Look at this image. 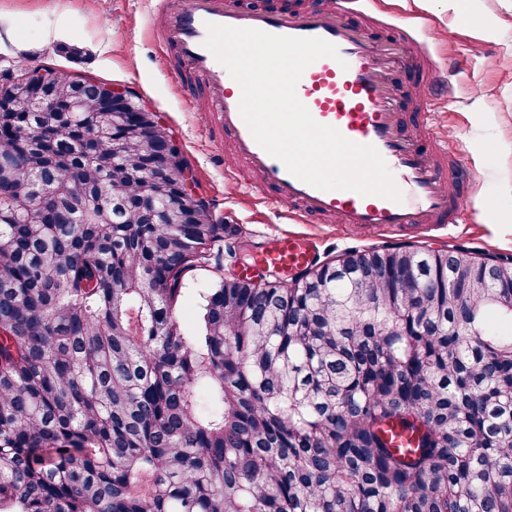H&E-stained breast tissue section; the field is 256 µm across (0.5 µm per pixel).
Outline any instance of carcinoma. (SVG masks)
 Instances as JSON below:
<instances>
[{"instance_id":"obj_1","label":"carcinoma","mask_w":512,"mask_h":512,"mask_svg":"<svg viewBox=\"0 0 512 512\" xmlns=\"http://www.w3.org/2000/svg\"><path fill=\"white\" fill-rule=\"evenodd\" d=\"M66 73L0 105V512H512V276L412 245L224 281L151 141ZM45 141L51 158L36 154ZM213 276L209 271L198 269L186 275L184 280L185 322L193 329L196 327L201 295L211 288Z\"/></svg>"}]
</instances>
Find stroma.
<instances>
[{
    "instance_id": "stroma-1",
    "label": "stroma",
    "mask_w": 512,
    "mask_h": 512,
    "mask_svg": "<svg viewBox=\"0 0 512 512\" xmlns=\"http://www.w3.org/2000/svg\"><path fill=\"white\" fill-rule=\"evenodd\" d=\"M151 6V0H0V74L46 65L129 90L169 132L214 223L246 245L245 268L288 234L308 239L321 264L353 248L388 246L382 236L324 220L293 223L263 202L256 172H242L235 185L225 180L231 144L203 128L202 84L184 77L157 46ZM418 11L428 19V42L446 57L452 85L437 121L451 153L477 181L457 187L465 201L458 224L415 227L405 241L512 257V0H375L372 14L356 12L348 20L388 47ZM391 14L396 21L389 28L382 19Z\"/></svg>"
}]
</instances>
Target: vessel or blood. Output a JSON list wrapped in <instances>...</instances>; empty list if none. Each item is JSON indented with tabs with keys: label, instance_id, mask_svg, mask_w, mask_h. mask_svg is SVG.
I'll use <instances>...</instances> for the list:
<instances>
[{
	"label": "vessel or blood",
	"instance_id": "1",
	"mask_svg": "<svg viewBox=\"0 0 512 512\" xmlns=\"http://www.w3.org/2000/svg\"><path fill=\"white\" fill-rule=\"evenodd\" d=\"M156 2L151 24L160 47L175 53L186 74L203 81L209 115L223 128L237 163L258 172L263 184L274 189V206L287 208L290 220L306 224L323 217L368 229L456 223L461 201L449 184L473 181L474 175L461 163L447 165L446 139L431 122L436 102L449 99L451 89L440 55L423 37L425 17H418L404 34L427 74L425 89L413 96L398 78L405 65L402 50L378 46L346 20L348 14L366 10L369 0H335L333 6L316 11L278 14L242 7L238 0ZM211 24L334 44L338 58L323 57L308 66L297 84V97L317 123L336 128L354 143L374 146L402 193L401 201L315 188L269 155L240 115V85L205 46ZM408 96L422 121L416 138L400 131L399 110ZM314 257V251L293 236L282 238L276 249L263 255L268 264L291 270L310 265Z\"/></svg>",
	"mask_w": 512,
	"mask_h": 512
}]
</instances>
